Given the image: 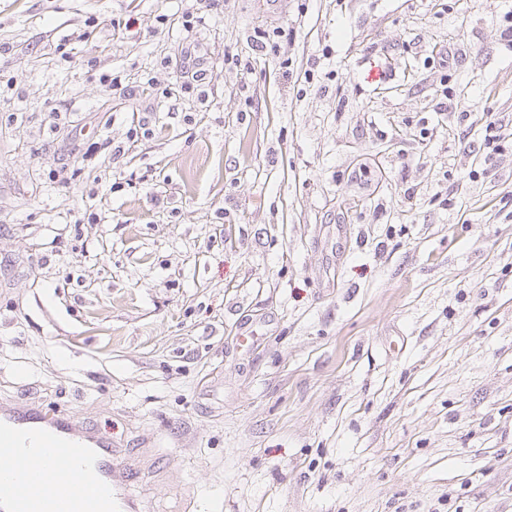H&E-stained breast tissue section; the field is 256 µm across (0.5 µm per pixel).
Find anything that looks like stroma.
I'll return each instance as SVG.
<instances>
[{
    "mask_svg": "<svg viewBox=\"0 0 512 512\" xmlns=\"http://www.w3.org/2000/svg\"><path fill=\"white\" fill-rule=\"evenodd\" d=\"M510 28L0 0V403L136 449L141 512H512ZM361 76L370 84L379 82L388 83L392 79L391 64L376 61L374 58H366L361 62Z\"/></svg>",
    "mask_w": 512,
    "mask_h": 512,
    "instance_id": "35a3bbf8",
    "label": "stroma"
}]
</instances>
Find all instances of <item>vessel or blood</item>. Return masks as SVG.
Returning <instances> with one entry per match:
<instances>
[{
  "mask_svg": "<svg viewBox=\"0 0 512 512\" xmlns=\"http://www.w3.org/2000/svg\"><path fill=\"white\" fill-rule=\"evenodd\" d=\"M370 84L392 78L390 64L366 58ZM111 438L40 405L0 406V512H137L116 470Z\"/></svg>",
  "mask_w": 512,
  "mask_h": 512,
  "instance_id": "vessel-or-blood-1",
  "label": "vessel or blood"
}]
</instances>
